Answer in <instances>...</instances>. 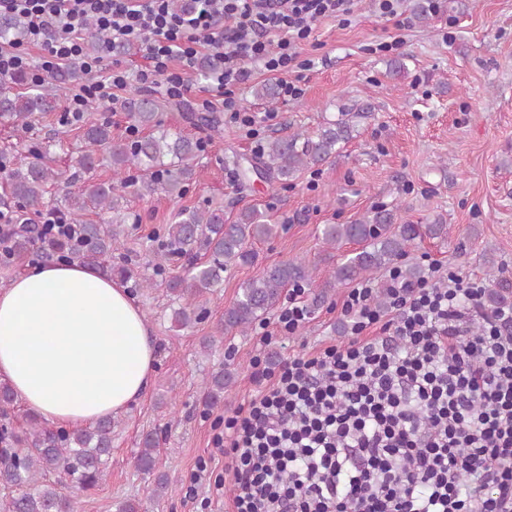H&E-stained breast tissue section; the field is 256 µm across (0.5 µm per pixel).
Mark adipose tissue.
Segmentation results:
<instances>
[{"instance_id": "1", "label": "adipose tissue", "mask_w": 512, "mask_h": 512, "mask_svg": "<svg viewBox=\"0 0 512 512\" xmlns=\"http://www.w3.org/2000/svg\"><path fill=\"white\" fill-rule=\"evenodd\" d=\"M157 347L126 286L79 261L0 289V379L60 426L125 412L150 385Z\"/></svg>"}]
</instances>
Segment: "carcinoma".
<instances>
[{
	"label": "carcinoma",
	"mask_w": 512,
	"mask_h": 512,
	"mask_svg": "<svg viewBox=\"0 0 512 512\" xmlns=\"http://www.w3.org/2000/svg\"><path fill=\"white\" fill-rule=\"evenodd\" d=\"M23 34V24L13 15H0V43L8 44ZM112 46L103 31L92 28L86 41V51L98 53ZM82 79L76 66L67 68L58 83L32 85L23 92L13 93L0 88V118H6L22 129L30 127L32 119L43 112H52L60 104L64 85ZM254 96L270 104L278 102L280 90L276 83L264 81L254 87ZM179 106L186 119L208 135L223 131V119L214 112H194L159 96L147 95L133 103L131 118L135 126L148 133L123 144L112 143L111 125L106 122L86 124L81 138L87 150L76 159L83 174L80 184L70 185L63 196L65 214L79 225L81 247H74L62 238H47L33 222L32 216L41 213L48 203L52 184L58 173L44 162L48 148L40 146L31 151L33 160L9 166L0 163V187L12 199L14 223L11 232L10 261L21 262L33 253L46 256H71L100 269L104 274L124 281L133 278L130 270L114 268L107 263L112 251L121 246L123 224L129 214L125 207L124 189L134 187L141 197L163 194L181 198L193 183L196 159L202 150L201 142L189 136L171 133L165 128L160 114ZM365 117V109L345 111L335 120H327L316 130H297L273 137L251 156H234L231 163L239 185L255 181L278 182L283 185L296 179L304 170L317 168L338 153L341 145L353 138L357 119ZM112 170V178H96L101 165ZM98 209L107 214L100 224L86 220L87 213ZM284 225L272 222L270 215L255 207H244L231 222L224 221V207L182 209L176 221L165 229L164 259H183L184 272L167 282L173 299L182 302L175 311L179 326L203 319L202 310L194 300L203 293L219 287L224 271L231 266L251 265L256 255L249 245L276 237ZM448 225L438 214L429 224H400L396 208L375 206L348 224H326L322 239L332 250L344 243L360 245L358 251L336 260L322 288L314 297L316 305L325 303L335 288L347 285L389 267L399 269L402 280L415 285L426 277V269L408 259L411 249L426 237L445 239ZM209 260L197 263L200 252ZM490 286L483 295V307L497 311L512 307V278L505 275L492 253L482 254ZM312 269L303 260L284 261L267 267L263 273L240 286V293L224 309V321L217 333H246L249 328L273 311L281 302L286 288L303 287L312 280ZM135 279V278H133ZM151 280L135 279V287L149 288ZM234 383V373L221 368L204 381L203 400L210 408L224 402V393ZM17 395L7 382H0V489L7 492L0 501V512H73V505L55 482L47 475H64L74 486L90 490L99 485L107 473L112 455V429L116 421L105 418L93 426L58 428L47 422L30 421L28 428L17 431L7 423L17 405ZM160 439L148 433L139 442L135 456L136 469L154 475Z\"/></svg>",
	"instance_id": "cac0c4a2"
}]
</instances>
